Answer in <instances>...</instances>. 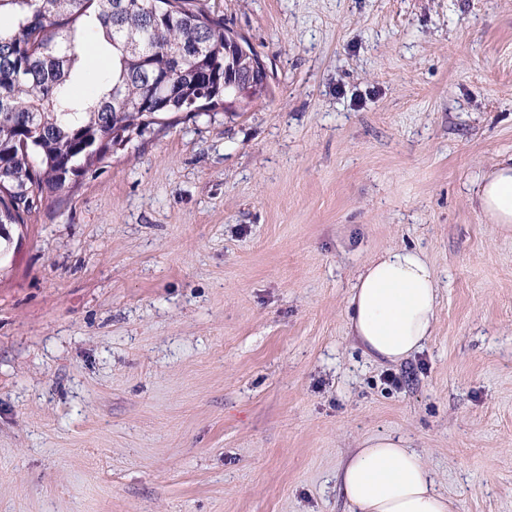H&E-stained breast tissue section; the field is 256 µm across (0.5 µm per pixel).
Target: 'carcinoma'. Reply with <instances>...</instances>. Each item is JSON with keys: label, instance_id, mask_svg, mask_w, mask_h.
<instances>
[{"label": "carcinoma", "instance_id": "obj_1", "mask_svg": "<svg viewBox=\"0 0 512 512\" xmlns=\"http://www.w3.org/2000/svg\"><path fill=\"white\" fill-rule=\"evenodd\" d=\"M0 224H25L112 152L179 112L224 104L231 30L204 0H0ZM111 61L101 92H73L87 36Z\"/></svg>", "mask_w": 512, "mask_h": 512}]
</instances>
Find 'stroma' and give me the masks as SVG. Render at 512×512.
I'll return each mask as SVG.
<instances>
[{
	"label": "stroma",
	"mask_w": 512,
	"mask_h": 512,
	"mask_svg": "<svg viewBox=\"0 0 512 512\" xmlns=\"http://www.w3.org/2000/svg\"><path fill=\"white\" fill-rule=\"evenodd\" d=\"M264 61L245 109L133 139L0 262V512H352L361 442L421 453L453 512H512V0H206ZM434 330L366 354L386 248ZM474 198L492 224H512V156L478 182ZM437 278L416 249L390 247L366 264L348 299L349 328L373 358L400 363L436 322Z\"/></svg>",
	"instance_id": "35a3bbf8"
}]
</instances>
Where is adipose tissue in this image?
Returning a JSON list of instances; mask_svg holds the SVG:
<instances>
[{"label": "adipose tissue", "instance_id": "1", "mask_svg": "<svg viewBox=\"0 0 512 512\" xmlns=\"http://www.w3.org/2000/svg\"><path fill=\"white\" fill-rule=\"evenodd\" d=\"M494 224H512V156L477 184ZM437 278L416 249L391 247L366 264L348 299L349 328L373 358L391 363L418 351L436 322ZM340 488L355 512H452L422 456L391 436L370 437L346 463Z\"/></svg>", "mask_w": 512, "mask_h": 512}]
</instances>
